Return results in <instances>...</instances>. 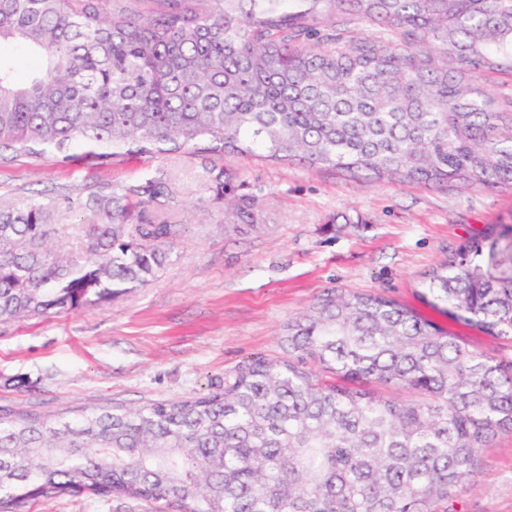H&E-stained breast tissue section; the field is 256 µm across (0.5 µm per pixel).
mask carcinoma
<instances>
[{
  "label": "carcinoma",
  "instance_id": "1",
  "mask_svg": "<svg viewBox=\"0 0 512 512\" xmlns=\"http://www.w3.org/2000/svg\"><path fill=\"white\" fill-rule=\"evenodd\" d=\"M0 0V158L201 152L329 168L375 184L512 185V0ZM367 34H361V31ZM225 223H265L225 168ZM161 211L169 180L132 189ZM66 249L40 204L0 210V322L77 311L170 261L171 225L125 197ZM493 251L494 277L481 256ZM421 297L512 339V250L492 228L425 274ZM201 396L42 414L0 410V512L39 497L153 512H437L512 435V370L381 294L330 293ZM407 390L401 400L369 388Z\"/></svg>",
  "mask_w": 512,
  "mask_h": 512
}]
</instances>
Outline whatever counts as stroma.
<instances>
[{
	"mask_svg": "<svg viewBox=\"0 0 512 512\" xmlns=\"http://www.w3.org/2000/svg\"><path fill=\"white\" fill-rule=\"evenodd\" d=\"M212 159L191 154L119 159L79 156L0 161V208L49 204L56 224H97L80 210L93 194H126L165 174L170 262L150 282L76 312L0 322V407L59 413L115 402L196 397L255 356L287 357L289 322L324 295L380 293L512 367V340L495 338L422 302L420 281L468 239L512 227V186L456 189L347 180L298 164L227 158L236 182L265 205L262 229L224 223L207 190ZM459 512H512V436L481 451ZM25 512H150L148 505L84 495L39 498Z\"/></svg>",
	"mask_w": 512,
	"mask_h": 512,
	"instance_id": "35a3bbf8",
	"label": "stroma"
}]
</instances>
